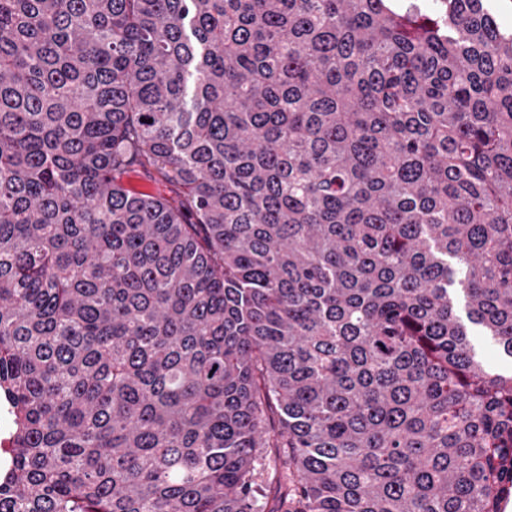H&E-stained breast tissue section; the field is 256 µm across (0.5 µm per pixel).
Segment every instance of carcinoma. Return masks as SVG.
Returning a JSON list of instances; mask_svg holds the SVG:
<instances>
[{
    "mask_svg": "<svg viewBox=\"0 0 512 512\" xmlns=\"http://www.w3.org/2000/svg\"><path fill=\"white\" fill-rule=\"evenodd\" d=\"M439 6L0 0V512H501L512 32ZM124 182L127 184V186L133 187L137 190L154 194L159 193L168 197L173 196L169 185L163 183L162 181L151 179L141 172L130 173L128 176L124 177ZM474 334L475 336H472L473 342L479 349L485 363L496 371L510 374L512 372V359L502 354L497 346L484 336H479L477 332Z\"/></svg>",
    "mask_w": 512,
    "mask_h": 512,
    "instance_id": "1",
    "label": "carcinoma"
}]
</instances>
